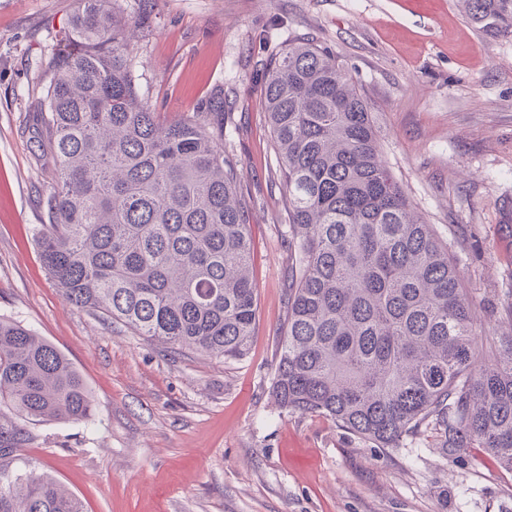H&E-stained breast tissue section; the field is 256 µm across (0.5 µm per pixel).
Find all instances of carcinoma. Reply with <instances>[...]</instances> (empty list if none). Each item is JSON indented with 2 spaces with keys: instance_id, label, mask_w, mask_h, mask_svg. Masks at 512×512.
<instances>
[{
  "instance_id": "carcinoma-1",
  "label": "carcinoma",
  "mask_w": 512,
  "mask_h": 512,
  "mask_svg": "<svg viewBox=\"0 0 512 512\" xmlns=\"http://www.w3.org/2000/svg\"><path fill=\"white\" fill-rule=\"evenodd\" d=\"M80 0L41 65L39 146L56 182L36 241L65 301L175 350L246 356L257 293L246 202L224 156V91L165 119L129 71L131 21ZM489 31L512 0H464ZM288 192L287 317L272 390L377 448L434 431L445 456L479 449L512 472V336L476 351L456 264L381 159L366 99L328 50L291 43L261 85ZM88 419L92 395L54 345L0 318V406ZM26 438L0 416V512H84L60 482L12 475Z\"/></svg>"
}]
</instances>
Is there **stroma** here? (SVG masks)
Listing matches in <instances>:
<instances>
[{
	"instance_id": "obj_1",
	"label": "stroma",
	"mask_w": 512,
	"mask_h": 512,
	"mask_svg": "<svg viewBox=\"0 0 512 512\" xmlns=\"http://www.w3.org/2000/svg\"><path fill=\"white\" fill-rule=\"evenodd\" d=\"M80 0H0V317L55 345L94 399L81 422L18 421L11 470L59 480L84 512H512V473L444 458L433 435L376 448L272 394L286 317V188L260 87L299 39L329 50L367 99L382 158L447 245L478 336L512 334V33L461 0H114L132 78L155 111H200L224 92V153L238 168L258 317L249 354H171L67 304L34 230L55 180L38 147L40 65Z\"/></svg>"
}]
</instances>
